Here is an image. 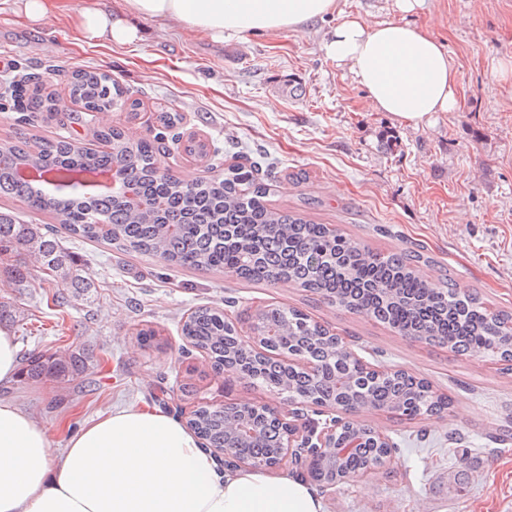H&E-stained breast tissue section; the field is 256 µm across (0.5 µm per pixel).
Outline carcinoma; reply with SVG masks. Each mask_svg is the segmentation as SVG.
<instances>
[{
	"instance_id": "obj_1",
	"label": "carcinoma",
	"mask_w": 512,
	"mask_h": 512,
	"mask_svg": "<svg viewBox=\"0 0 512 512\" xmlns=\"http://www.w3.org/2000/svg\"><path fill=\"white\" fill-rule=\"evenodd\" d=\"M33 84L27 99L28 112L50 111L55 106L41 94L39 76L26 73L13 81L23 89ZM71 98L84 109L128 106L123 92L103 72L76 70L69 80ZM97 136L111 143L108 151H90L65 139L41 141L34 150L0 143V197L23 202L32 212H55L67 232L87 240H105L121 250L148 253L180 267L223 271L227 275L260 284L288 281L319 294L349 311L365 312L407 336L447 346L461 354H475L512 363V313L491 312L477 296L450 279L440 287L421 278L416 267L432 262L420 246L409 253L372 252L356 240L326 224H317L291 211L268 203L270 188L254 169L230 165L224 176L202 178L188 185L171 173L159 174L162 156L169 152L163 132L136 143L126 140L115 127L100 129ZM21 164L39 166L49 173L65 171L71 177L108 175L112 169L125 172L133 197L123 190L82 203L81 183L71 187L72 200L33 193L17 175ZM24 255L37 268L38 286L56 278L67 282L74 296L93 287L55 233L43 224H22L0 213V257ZM30 266V267H32ZM30 267L8 264L4 273L18 288L30 286ZM268 321L282 326L290 336H311L302 354L324 376H336V389L325 388L320 379L288 368L279 355L285 342L272 341L270 356L261 370L260 386L286 382L313 395H334L345 407L390 406L396 413H437L448 408V397L403 371L382 380L364 375L360 359L345 363L338 349L320 339L322 331L302 311L286 306L271 307ZM192 346L204 349L212 370L220 372L224 356L243 354L233 350L224 312L199 308L181 328ZM85 371V352L31 355L25 375L48 376L72 381ZM195 428L206 448H222L226 442L224 413L215 407L201 411ZM281 428L267 423L260 439L240 440L238 452L258 461L268 456L280 441ZM378 449L357 447L342 461L345 472H362Z\"/></svg>"
}]
</instances>
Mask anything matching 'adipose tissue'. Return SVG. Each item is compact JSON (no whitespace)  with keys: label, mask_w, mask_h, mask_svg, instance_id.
Wrapping results in <instances>:
<instances>
[{"label":"adipose tissue","mask_w":512,"mask_h":512,"mask_svg":"<svg viewBox=\"0 0 512 512\" xmlns=\"http://www.w3.org/2000/svg\"><path fill=\"white\" fill-rule=\"evenodd\" d=\"M335 0H110L73 16L90 45L132 44L134 18L174 23L221 43L249 33L299 31ZM348 68L374 111L417 123L458 105L456 68L423 26L345 16L323 42ZM0 512H323L301 478L260 469L217 470L181 421L148 408L115 407L53 448L46 428L0 398Z\"/></svg>","instance_id":"adipose-tissue-1"}]
</instances>
